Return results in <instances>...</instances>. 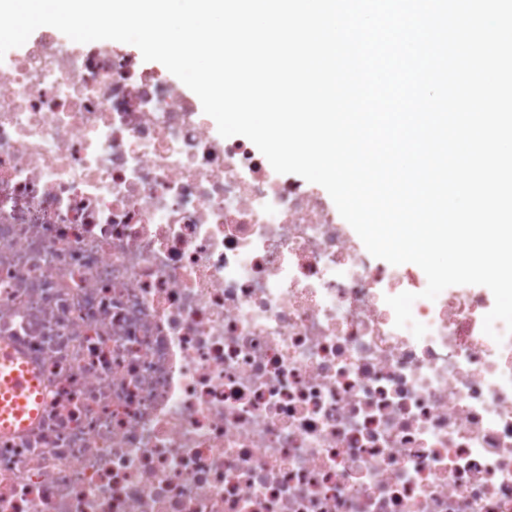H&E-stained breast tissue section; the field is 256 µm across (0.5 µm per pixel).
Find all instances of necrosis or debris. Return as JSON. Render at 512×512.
I'll use <instances>...</instances> for the list:
<instances>
[{"label":"necrosis or debris","instance_id":"necrosis-or-debris-1","mask_svg":"<svg viewBox=\"0 0 512 512\" xmlns=\"http://www.w3.org/2000/svg\"><path fill=\"white\" fill-rule=\"evenodd\" d=\"M425 278L161 70L45 27L0 63V341L40 382L0 512H512V334Z\"/></svg>","mask_w":512,"mask_h":512}]
</instances>
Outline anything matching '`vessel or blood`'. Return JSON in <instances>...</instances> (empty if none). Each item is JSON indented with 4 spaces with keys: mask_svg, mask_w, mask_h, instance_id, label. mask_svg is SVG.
<instances>
[{
    "mask_svg": "<svg viewBox=\"0 0 512 512\" xmlns=\"http://www.w3.org/2000/svg\"><path fill=\"white\" fill-rule=\"evenodd\" d=\"M38 390L36 374L7 342L0 341V428L22 427L34 418Z\"/></svg>",
    "mask_w": 512,
    "mask_h": 512,
    "instance_id": "b4317fda",
    "label": "vessel or blood"
}]
</instances>
